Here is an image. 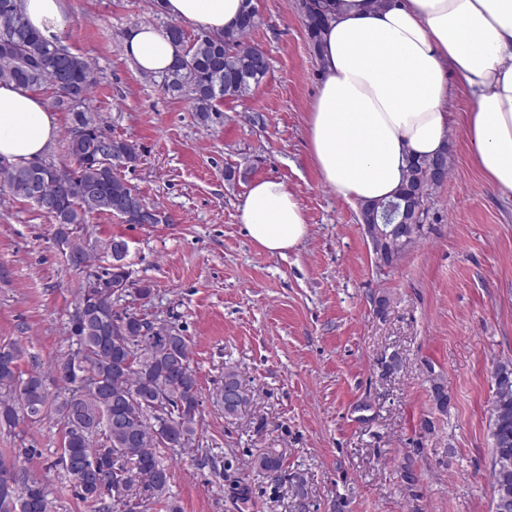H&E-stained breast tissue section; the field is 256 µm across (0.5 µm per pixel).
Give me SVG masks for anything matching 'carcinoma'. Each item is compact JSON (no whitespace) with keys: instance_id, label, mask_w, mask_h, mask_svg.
<instances>
[{"instance_id":"carcinoma-1","label":"carcinoma","mask_w":512,"mask_h":512,"mask_svg":"<svg viewBox=\"0 0 512 512\" xmlns=\"http://www.w3.org/2000/svg\"><path fill=\"white\" fill-rule=\"evenodd\" d=\"M253 0H244L239 23L220 36L206 32L189 37L177 24L165 33L179 48L171 69L162 75V86L172 94L189 97L202 124L217 111L216 102L240 98L258 86L268 71L263 49L247 42L258 25ZM302 23L313 49L319 48L326 23L324 0H301ZM12 25L9 36L0 35V82H13L31 90L46 89L53 105L69 113L65 138L68 163L58 166L40 158L33 161L30 178L21 181L0 157V182L16 199L31 201L40 192L48 207L38 211L56 226L54 237H63L66 250L82 259L94 272L97 287L83 282L69 315L66 333L76 349L56 364L62 387L49 391L43 373L34 368L23 374L19 361L24 351L16 341L0 342V430L19 422L32 424L55 418L64 426L61 460L76 496L101 512H135L138 494L178 512L169 501L171 473L162 456L167 441L182 442L185 450L199 448L200 388L191 366L189 339L171 324L150 320L134 311L113 313L114 300L134 290L142 299L152 294L148 285L134 287L130 274L101 263L111 259L109 250L127 245L122 238L90 242L88 220L109 215V201L136 193L120 175L123 166L139 160L138 147L128 139L104 144L108 132L85 111L98 75L92 64L50 41L26 25L21 0H0V23ZM436 158L410 162L404 183L392 201L426 179ZM388 202L365 206L372 223H383ZM239 390L236 402H224V414L235 415L245 403L239 375L224 372L223 389ZM77 416L71 417V406ZM490 434L493 456L490 478L494 501H506L512 512V366L495 370V394ZM281 460L264 456L257 468L280 478ZM0 512H51L44 483L20 475L17 461L0 454Z\"/></svg>"}]
</instances>
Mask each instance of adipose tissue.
Masks as SVG:
<instances>
[{"label": "adipose tissue", "instance_id": "1", "mask_svg": "<svg viewBox=\"0 0 512 512\" xmlns=\"http://www.w3.org/2000/svg\"><path fill=\"white\" fill-rule=\"evenodd\" d=\"M321 36L327 74L307 118L315 166L350 203L391 198L413 158L444 153L451 124L448 78L470 95L466 133L486 182L512 195V0H327ZM161 13L219 36L243 0H155ZM30 28L54 38L69 23L67 0H22ZM124 51L147 75L168 71L176 48L149 24L130 28ZM57 127L45 99L0 83V156L42 157ZM249 239L272 254L308 232L297 196L275 178L252 182L239 207Z\"/></svg>", "mask_w": 512, "mask_h": 512}]
</instances>
